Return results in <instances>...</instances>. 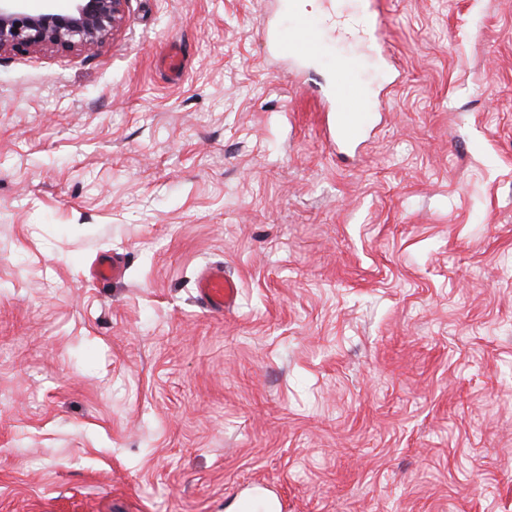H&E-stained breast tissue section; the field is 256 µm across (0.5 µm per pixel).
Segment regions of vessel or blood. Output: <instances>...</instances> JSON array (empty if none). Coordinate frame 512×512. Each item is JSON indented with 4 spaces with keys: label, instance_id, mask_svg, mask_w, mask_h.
I'll return each mask as SVG.
<instances>
[{
    "label": "vessel or blood",
    "instance_id": "obj_1",
    "mask_svg": "<svg viewBox=\"0 0 512 512\" xmlns=\"http://www.w3.org/2000/svg\"><path fill=\"white\" fill-rule=\"evenodd\" d=\"M298 0H277L279 11L287 14L284 24H266L264 33L274 53H288L291 61L305 65L332 56L333 78L322 92L330 114L332 141L336 146L361 142L371 131L373 99L361 78L366 59L382 62L388 48L385 38L383 0H359L356 11H336L320 20L301 10ZM355 42V49L333 55L334 35ZM196 295L210 313L233 309L239 297L237 281L216 264L197 278Z\"/></svg>",
    "mask_w": 512,
    "mask_h": 512
}]
</instances>
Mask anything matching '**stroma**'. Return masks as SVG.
I'll return each mask as SVG.
<instances>
[{
	"label": "stroma",
	"mask_w": 512,
	"mask_h": 512,
	"mask_svg": "<svg viewBox=\"0 0 512 512\" xmlns=\"http://www.w3.org/2000/svg\"><path fill=\"white\" fill-rule=\"evenodd\" d=\"M268 6L0 54V512H512V0H385L342 156ZM196 295L201 305L210 313L223 314L233 309L239 297L238 282L224 273V265H212L197 278Z\"/></svg>",
	"instance_id": "35a3bbf8"
}]
</instances>
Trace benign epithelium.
Returning <instances> with one entry per match:
<instances>
[{"instance_id":"1","label":"benign epithelium","mask_w":512,"mask_h":512,"mask_svg":"<svg viewBox=\"0 0 512 512\" xmlns=\"http://www.w3.org/2000/svg\"><path fill=\"white\" fill-rule=\"evenodd\" d=\"M21 2L0 0V53L94 50L121 27L128 0H72L63 13H31Z\"/></svg>"}]
</instances>
